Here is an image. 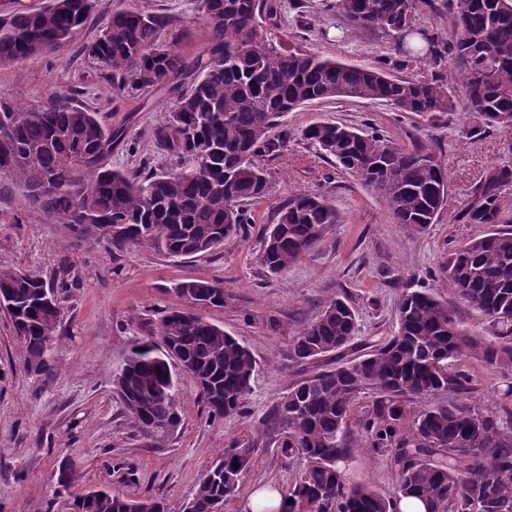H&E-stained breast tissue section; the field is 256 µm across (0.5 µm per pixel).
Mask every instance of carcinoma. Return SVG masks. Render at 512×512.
Masks as SVG:
<instances>
[{
	"instance_id": "obj_1",
	"label": "carcinoma",
	"mask_w": 512,
	"mask_h": 512,
	"mask_svg": "<svg viewBox=\"0 0 512 512\" xmlns=\"http://www.w3.org/2000/svg\"><path fill=\"white\" fill-rule=\"evenodd\" d=\"M48 0L32 11L0 10V62L22 61L62 48L95 11L97 0ZM272 0H200L209 30L206 49L186 61L161 39L166 22L134 11L113 13L84 54L120 90L171 86L179 94L157 138L175 159L162 173L106 167L105 156L123 133L108 131L98 113L57 101L29 110L0 100V176L30 191V200L76 239L103 238L112 250L151 244L173 257L214 253L255 223L247 206L269 195V175L258 158L276 157L288 132H274L286 113L313 100L352 97L383 102L418 115L468 112L474 124L463 139L512 131V0H454L448 41L414 28L416 0H336V13L356 28L395 38L411 35L401 50L410 61L449 58L448 75L413 80L376 67L349 66L272 43L261 20L277 18ZM462 87L461 102L452 94ZM334 165L378 192L393 222L410 236L428 231L444 205L442 164L424 147L406 149L378 132L318 121L302 131ZM512 168L492 166L456 220L502 223V194ZM337 223L336 209L319 193H295L262 241L261 263L278 276L308 255ZM446 285L479 312L488 336L465 328L427 288L408 289L398 305L394 335L335 367L298 380L283 396L275 422L286 439L282 452L299 464L284 497L285 512H400L416 498L426 512H512V412L483 407L461 360L489 367L512 365V229H495L454 249ZM66 279L45 281L21 269L0 268V300L18 335L27 369H49L47 336L55 334ZM194 305L224 306V288L193 280L178 285ZM356 309L344 297L328 301L291 337V360L312 363L348 347ZM160 342L135 346L113 371L112 383L133 426L162 440L177 424L179 369L165 346L193 364L199 397L213 418L245 409L257 362L251 350L203 317L173 311L160 319ZM374 398L358 408L359 395ZM430 404L418 409L416 400ZM391 457L392 492L353 483L346 462L358 446ZM255 448L235 440L201 480L193 512H213L241 486ZM58 487L73 512H164L161 501L133 500L107 489L87 491L70 468L58 469Z\"/></svg>"
}]
</instances>
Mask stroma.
<instances>
[{
	"label": "stroma",
	"instance_id": "1",
	"mask_svg": "<svg viewBox=\"0 0 512 512\" xmlns=\"http://www.w3.org/2000/svg\"><path fill=\"white\" fill-rule=\"evenodd\" d=\"M277 2L278 18L267 28L274 43L351 66H379L398 77L432 76L429 59L400 66L392 39L342 25L326 9V0ZM118 10L163 17V41L186 59L196 58L208 43L197 0H98L95 12L63 48L0 63V97H17L28 108L41 110L70 95L78 105L98 112L106 128L124 130V143L105 159L108 167L136 171L146 166L163 172L173 158L155 133L168 121L174 92L118 90L81 53ZM322 119L375 127L409 149H435L447 169L448 195L426 234L409 236L393 222L380 195L354 176L338 170L331 183H324L328 165L301 137L303 128ZM283 122L290 140L279 156L263 161L273 189L252 205L254 224L207 256L174 258L148 245L116 252L101 240L73 239L62 224L29 202L21 185L0 176V267L73 283L62 302L51 374L27 370L10 318L0 311V512H72L55 477L66 461L73 463L83 487L106 486L133 498L156 495L166 512H183L204 474L237 439L253 443L255 453L242 490L225 501L223 512H242L258 486L287 493L299 467L280 451L285 433L274 425L273 413L289 386L312 371L290 360V334L335 295L347 296L356 307L361 343L393 335L397 305L409 285L433 289L471 331L484 332L479 313L446 288V266L451 250L487 233L486 225L460 224L455 215L486 168L512 166V135L496 132L462 142L457 131L471 124L468 113L431 119L356 98L314 100L288 113ZM298 191L329 195L339 222L309 256L283 277L272 278L259 260L262 228L276 222L289 196ZM188 279L222 283L223 306L201 314L249 347L258 375L246 414L215 420L193 381L181 377L176 394L181 421L156 447L131 426L113 389L112 371L135 344L154 335L165 310H190L186 297L175 290ZM462 366L477 379L476 398L499 404L500 390L512 383V366L490 369L471 358ZM347 469L352 480L383 493L396 483L389 459L362 448Z\"/></svg>",
	"mask_w": 512,
	"mask_h": 512
}]
</instances>
